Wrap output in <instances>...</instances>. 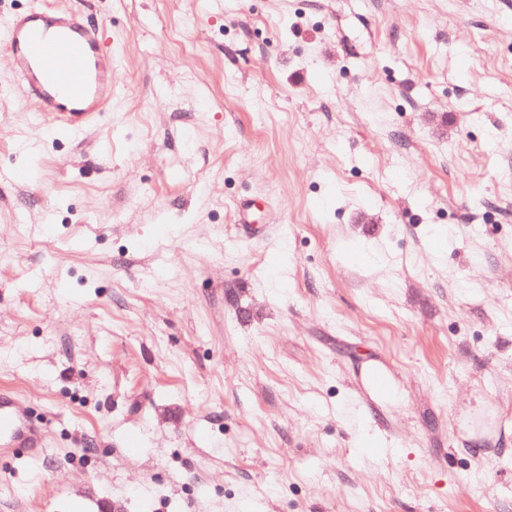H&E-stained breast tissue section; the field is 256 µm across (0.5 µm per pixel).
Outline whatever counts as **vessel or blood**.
<instances>
[{
    "label": "vessel or blood",
    "instance_id": "1",
    "mask_svg": "<svg viewBox=\"0 0 512 512\" xmlns=\"http://www.w3.org/2000/svg\"><path fill=\"white\" fill-rule=\"evenodd\" d=\"M99 27L74 8L33 6L9 29L6 46L21 76L23 100L40 123L72 125L91 116L112 95V62L100 51ZM45 429L24 400L0 392V447L38 448Z\"/></svg>",
    "mask_w": 512,
    "mask_h": 512
}]
</instances>
